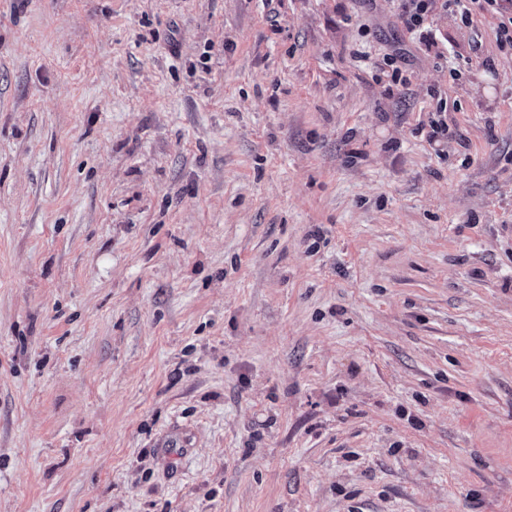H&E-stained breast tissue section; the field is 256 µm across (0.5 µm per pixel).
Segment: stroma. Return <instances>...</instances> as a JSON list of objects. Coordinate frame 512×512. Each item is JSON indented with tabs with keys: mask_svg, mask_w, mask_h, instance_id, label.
Segmentation results:
<instances>
[{
	"mask_svg": "<svg viewBox=\"0 0 512 512\" xmlns=\"http://www.w3.org/2000/svg\"><path fill=\"white\" fill-rule=\"evenodd\" d=\"M498 22L0 0V512H512Z\"/></svg>",
	"mask_w": 512,
	"mask_h": 512,
	"instance_id": "obj_1",
	"label": "stroma"
}]
</instances>
